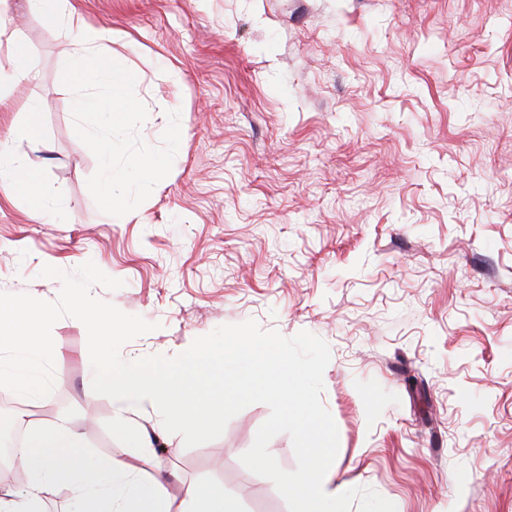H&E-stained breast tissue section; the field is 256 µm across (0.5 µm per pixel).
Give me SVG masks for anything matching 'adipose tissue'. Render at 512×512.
I'll return each mask as SVG.
<instances>
[{
  "instance_id": "obj_1",
  "label": "adipose tissue",
  "mask_w": 512,
  "mask_h": 512,
  "mask_svg": "<svg viewBox=\"0 0 512 512\" xmlns=\"http://www.w3.org/2000/svg\"><path fill=\"white\" fill-rule=\"evenodd\" d=\"M37 4L49 24L77 33L69 66L79 74L75 88L80 118L104 113L110 124L120 123L128 110L119 94L127 67L121 58L105 53L112 30L77 22L65 0H37ZM39 108L37 100H27L28 121L0 141V174L30 190L35 187L31 169L14 152L13 142L37 134ZM103 156L104 194L113 211H124L129 206L127 188L154 181L157 166L140 157L113 163L108 149ZM231 354L248 363L242 390L262 387L287 404L311 442L303 472L279 477L282 490L294 504L293 512H334L337 491L330 478V432L300 397L310 369H296L284 358L269 364L245 345L232 349ZM223 360V354L217 352H191L175 370L164 369L161 359L137 356L114 366L107 385L113 400L112 431L135 449L137 461L133 464L86 448L81 433L67 418H58L52 427L43 429L30 425L25 414H18L15 424L25 428L26 437L14 448L13 459L23 467L26 480L19 487L0 484V512H45L48 496L58 491L66 493L74 512H237L235 501L221 492L208 494L189 488L182 498H172L161 473L151 474L144 468L154 459L155 437L167 432L192 440L223 425V414L208 405L206 389L198 381L201 368ZM146 408L157 413L158 425L132 426L131 413Z\"/></svg>"
}]
</instances>
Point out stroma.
Here are the masks:
<instances>
[{
    "label": "stroma",
    "mask_w": 512,
    "mask_h": 512,
    "mask_svg": "<svg viewBox=\"0 0 512 512\" xmlns=\"http://www.w3.org/2000/svg\"><path fill=\"white\" fill-rule=\"evenodd\" d=\"M106 25L129 77L115 162H160L112 211L75 117L64 29L0 0V138L42 191L0 182V291L55 300L44 265L93 261L124 280L92 294L154 329L121 356L230 348L312 365L305 398L332 438L335 512H512V0H69ZM36 82L14 84L13 45ZM177 151H170L171 138ZM48 212L32 219L36 202ZM51 393L89 448L133 460L112 400L89 395L85 326L52 328ZM243 365L205 371L224 411L202 438L159 441L185 486L240 512H292L277 475L306 434L282 403L240 393ZM270 453L276 469L257 470ZM40 108L39 102L34 99H28L25 102L24 110L28 112V121L14 129L13 133L0 141V173L1 178L7 176L14 183L37 191V185L33 182L32 173L26 161L20 158L13 150V142L17 139L34 137L39 129L37 123V113Z\"/></svg>",
    "instance_id": "stroma-1"
}]
</instances>
